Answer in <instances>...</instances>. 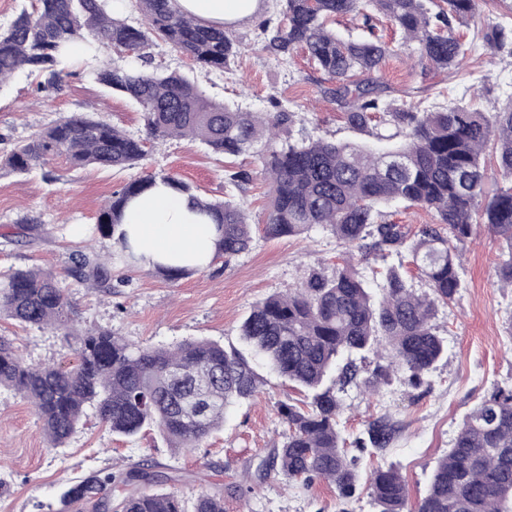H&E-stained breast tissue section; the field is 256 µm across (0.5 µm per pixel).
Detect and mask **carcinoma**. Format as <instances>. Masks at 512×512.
I'll return each instance as SVG.
<instances>
[{
    "label": "carcinoma",
    "instance_id": "carcinoma-1",
    "mask_svg": "<svg viewBox=\"0 0 512 512\" xmlns=\"http://www.w3.org/2000/svg\"><path fill=\"white\" fill-rule=\"evenodd\" d=\"M37 2L33 12L21 11L0 32V86L27 70L41 77L38 92L59 90L65 47L84 42L85 71L140 107L147 137H135L94 113L73 114L1 156V169L28 172L62 154L79 169H123L144 159L150 140H198L226 158L255 157L270 184L265 237L299 236L322 225L348 249V257L334 274L312 269L299 287L256 303L242 322L240 348L208 338L174 347L142 346L109 329L76 330L71 301L56 275L39 267L16 269L0 278V318L73 337L76 364L30 365L0 337V389L29 402L54 448L65 444L88 407L116 436L133 438L155 429L169 448H197L224 427L230 409L261 391L265 379L257 367L263 364L304 399L278 403L287 432L258 464L257 478L276 472L307 486L326 480L341 497L352 496L359 457L348 449L381 452L402 425L384 414L349 442L338 421L343 396L350 387L374 393L393 373L417 388L444 358L447 347L432 320L462 286L452 241L469 238L473 223L483 225L500 245L497 276L512 287V186L488 193L484 159L492 150L498 175L512 181V103L484 112L455 101L422 109L395 98L376 77L393 52L388 43L373 35L344 38L327 21L353 15L368 25L377 15L386 17L424 72L460 69L479 42L512 55V26L493 24L470 41L454 36L453 23L475 18L483 0H279L286 24L265 41V49L282 59L304 50L329 82L322 99L336 105L351 127L394 128L389 138L401 142L374 151L320 137L293 140L287 133L296 111L280 103L269 112L243 111L210 100L177 71L148 72L135 65L132 59L143 57L155 40L219 71L240 54L242 42L228 26L184 16L177 0H135L142 27L113 13L111 0ZM102 47L115 56L101 55ZM155 180L141 176L112 195L98 217L104 236L120 224L128 201ZM161 180L192 195L198 210L213 218L219 231L215 257L250 249L253 225L242 203L205 199L172 175ZM226 180L241 189L252 173L231 168ZM396 201L433 212L437 226L410 236L385 219L383 207ZM355 249L382 258L407 252L427 291L417 292L400 269L391 267L381 296L375 297L354 270ZM67 275L112 288L108 262L98 255L77 254ZM381 347L387 364L357 363L369 353L379 355ZM194 401L206 409L199 420L186 415ZM168 480L138 464L94 470L65 491L59 512L74 504L90 512H224L219 491L199 492L188 508L172 493L151 490ZM368 484L379 512H404L406 483L396 466L375 469ZM416 512H512V384L493 385L466 414Z\"/></svg>",
    "mask_w": 512,
    "mask_h": 512
}]
</instances>
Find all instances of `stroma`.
Masks as SVG:
<instances>
[{
    "label": "stroma",
    "mask_w": 512,
    "mask_h": 512,
    "mask_svg": "<svg viewBox=\"0 0 512 512\" xmlns=\"http://www.w3.org/2000/svg\"><path fill=\"white\" fill-rule=\"evenodd\" d=\"M244 48L225 71L191 64L164 44L152 46L142 66L186 74L208 98L253 112L281 103L299 112L292 139L324 137L336 142L386 148L388 126L350 128L336 105L322 101L324 76L297 53L288 62L263 50L257 22L234 27ZM383 79L396 89H411L416 102L456 99L484 110L512 101V57L484 52L469 57L457 73L421 75L405 56L390 58ZM38 80L20 72L0 88V156L27 140L51 121L76 112H98L112 124L141 136L140 109L95 82L83 65L68 66L60 91L43 96ZM254 172L245 190L229 187V167ZM253 158H225L197 141L170 140L150 149L140 165L125 169L72 168L54 156L25 174L0 170V275L37 266L62 280L80 328H105L127 340L171 346L195 337L239 345L240 325L251 306L270 295L296 287L310 269L332 272L343 247L322 226L296 237L268 239L256 235L250 250L214 261L177 282H169L113 254L96 217L102 202L127 183L146 174L174 175L213 199L244 203L249 221L262 223L269 184L256 172ZM107 256L112 292L88 288L68 277L76 251ZM462 288L455 302L438 310L434 324L448 346L425 383L413 389L393 377L372 395L349 389L339 427L347 437L362 432L369 420L390 414L402 425L394 444L377 455L362 454V476L380 465L395 464L405 478L410 501L427 489L432 468L450 448L465 414L494 384L512 383V288L501 287L496 275L499 244L486 233L461 243ZM0 336L12 340L30 363L75 362L73 345L61 334L35 325L0 319ZM252 401L229 413L221 431L200 447L166 448L153 432L135 438L112 435L94 409H87L74 434L51 447L30 404L0 389V512H55L69 485L90 471L133 463L170 465L183 479L168 491L193 500L204 489L224 494V512H376L365 485L342 498L334 484L311 486L286 482L271 474L253 484L248 497L238 489L257 463L282 441L284 425L276 404L295 392L275 374Z\"/></svg>",
    "instance_id": "obj_1"
}]
</instances>
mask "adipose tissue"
Listing matches in <instances>:
<instances>
[{
  "label": "adipose tissue",
  "instance_id": "1",
  "mask_svg": "<svg viewBox=\"0 0 512 512\" xmlns=\"http://www.w3.org/2000/svg\"><path fill=\"white\" fill-rule=\"evenodd\" d=\"M262 0H178L181 10L212 24L245 23L261 11ZM132 246L138 266L157 264L204 269L214 259L217 226L200 214L189 195L163 181L128 204L116 228Z\"/></svg>",
  "mask_w": 512,
  "mask_h": 512
}]
</instances>
